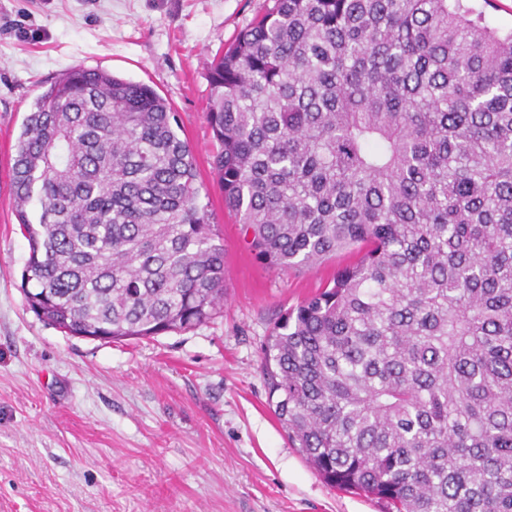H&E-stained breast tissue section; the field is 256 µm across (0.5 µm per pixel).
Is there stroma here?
<instances>
[{"mask_svg": "<svg viewBox=\"0 0 512 512\" xmlns=\"http://www.w3.org/2000/svg\"><path fill=\"white\" fill-rule=\"evenodd\" d=\"M268 4L0 0V512H382L331 488L292 447L260 371L280 314L355 252L267 267L210 165L208 64ZM77 66L147 84L179 113L224 246V310L208 323L100 341L28 309L11 166L42 83Z\"/></svg>", "mask_w": 512, "mask_h": 512, "instance_id": "stroma-1", "label": "stroma"}]
</instances>
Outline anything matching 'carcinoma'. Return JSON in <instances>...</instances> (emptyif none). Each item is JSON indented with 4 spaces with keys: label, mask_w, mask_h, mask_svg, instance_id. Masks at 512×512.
Listing matches in <instances>:
<instances>
[{
    "label": "carcinoma",
    "mask_w": 512,
    "mask_h": 512,
    "mask_svg": "<svg viewBox=\"0 0 512 512\" xmlns=\"http://www.w3.org/2000/svg\"><path fill=\"white\" fill-rule=\"evenodd\" d=\"M209 82L212 169L255 256L358 250L264 343L288 440L390 512H512V28L471 0H273ZM180 130L147 84L47 83L12 165L38 317L132 339L224 308Z\"/></svg>",
    "instance_id": "1"
}]
</instances>
